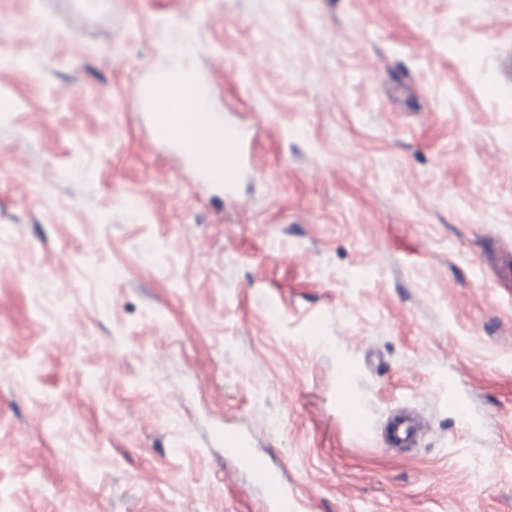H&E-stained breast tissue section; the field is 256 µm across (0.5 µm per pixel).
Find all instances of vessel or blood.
I'll list each match as a JSON object with an SVG mask.
<instances>
[{"label": "vessel or blood", "instance_id": "1", "mask_svg": "<svg viewBox=\"0 0 512 512\" xmlns=\"http://www.w3.org/2000/svg\"><path fill=\"white\" fill-rule=\"evenodd\" d=\"M181 92V86L172 82L151 93L148 103L155 116L158 133L180 139L184 151L192 156L197 169L206 173L208 180L232 187L243 160L245 134L242 127L218 121L208 112L178 110L174 101ZM219 137L224 140V151L220 154L213 149V141ZM426 427L427 422L422 417H401L392 428V439L399 445L408 444ZM226 442L238 460L266 484L279 512H290L291 500L267 459L236 437H227Z\"/></svg>", "mask_w": 512, "mask_h": 512}]
</instances>
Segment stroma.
<instances>
[{"instance_id": "obj_1", "label": "stroma", "mask_w": 512, "mask_h": 512, "mask_svg": "<svg viewBox=\"0 0 512 512\" xmlns=\"http://www.w3.org/2000/svg\"><path fill=\"white\" fill-rule=\"evenodd\" d=\"M176 26L230 195L138 104ZM510 51L512 0H0V512H274L229 435L297 512H512ZM427 427V422L421 416L401 417L392 428V440L398 445H407ZM226 442L238 460L266 484L271 497L278 505V511H291V500L288 493L283 490L277 476L271 470L268 460L256 454L253 448L248 447L246 443L236 437L228 436Z\"/></svg>"}]
</instances>
